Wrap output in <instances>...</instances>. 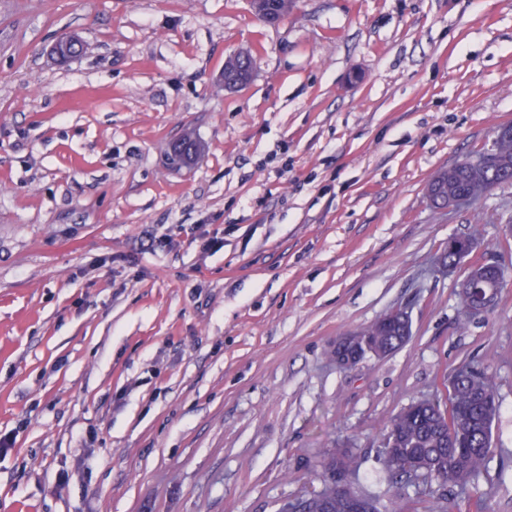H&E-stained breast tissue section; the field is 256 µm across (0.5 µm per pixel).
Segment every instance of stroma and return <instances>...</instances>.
<instances>
[{"instance_id":"stroma-1","label":"stroma","mask_w":512,"mask_h":512,"mask_svg":"<svg viewBox=\"0 0 512 512\" xmlns=\"http://www.w3.org/2000/svg\"><path fill=\"white\" fill-rule=\"evenodd\" d=\"M506 123L512 0H293L274 26L250 0H0V512H278L323 450L372 476L387 419L465 359L502 401L479 490L512 512V279L461 330L466 269H435L470 225L481 256L512 242V185L425 195ZM404 307L403 347L336 367ZM443 177V172H439L436 176H434L430 182V186L432 187V191L429 188V182L426 187V192L428 193L430 203L433 207L438 209H450V208H461L469 205V198L465 197L462 194L449 196L447 200H443L441 196L437 193L436 186L441 182ZM429 190V191H428ZM360 331L367 341L363 338ZM397 336L400 335L396 329L386 328L381 324L379 318L376 319L360 330L336 340V345L333 348V358L336 367L350 369L366 357L382 358L389 355L395 351L394 348L392 349L390 346L385 348L373 347L369 344L379 346L395 344Z\"/></svg>"}]
</instances>
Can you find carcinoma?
Listing matches in <instances>:
<instances>
[{
  "instance_id": "1",
  "label": "carcinoma",
  "mask_w": 512,
  "mask_h": 512,
  "mask_svg": "<svg viewBox=\"0 0 512 512\" xmlns=\"http://www.w3.org/2000/svg\"><path fill=\"white\" fill-rule=\"evenodd\" d=\"M292 0H262L259 19L276 25L287 14ZM251 60L247 51L234 53L224 62V74L242 70ZM493 153L485 163L466 167L451 166L448 185L453 191L466 193L477 201L493 189L512 183V126L496 134ZM482 230L474 224L468 233L457 237V245L448 246L445 260L456 268L463 264L480 244ZM507 267L496 261L494 266H472L469 276L485 288L496 289L499 300L506 285ZM371 345L385 346L397 341L398 331L387 328L380 320L361 328ZM501 401L497 384L487 367L474 360H464L448 375V403L404 407L393 414L381 431L380 447L393 453L382 457V469L372 476L369 485L359 481V463L351 454L336 459V452L323 453L318 461V476L323 478L341 469L350 477L348 493L369 499L374 512H404L411 495L428 494L431 512H451L446 486L456 488L457 497L467 500L468 512H486L483 496L473 495L488 473L493 454V427L500 415ZM327 500L313 492L297 498L302 512H347L346 499L324 487Z\"/></svg>"
}]
</instances>
